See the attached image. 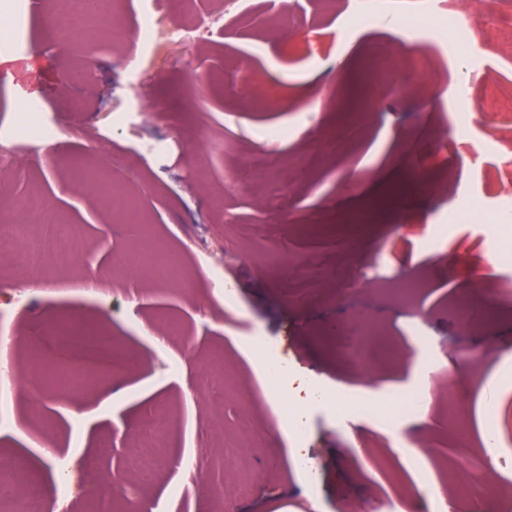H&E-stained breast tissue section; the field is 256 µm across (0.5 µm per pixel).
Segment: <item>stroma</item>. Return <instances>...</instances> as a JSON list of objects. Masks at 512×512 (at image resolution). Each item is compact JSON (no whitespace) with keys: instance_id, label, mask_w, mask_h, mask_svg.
<instances>
[{"instance_id":"stroma-1","label":"stroma","mask_w":512,"mask_h":512,"mask_svg":"<svg viewBox=\"0 0 512 512\" xmlns=\"http://www.w3.org/2000/svg\"><path fill=\"white\" fill-rule=\"evenodd\" d=\"M54 6L41 0L20 41L0 48V130L26 111V88L58 129L36 159L0 154V222L23 219L37 194L86 249L66 269L0 273V368L11 375L0 462L38 481L47 512H128L129 486L144 512H392L407 487L456 485L466 454L492 452L486 491L495 512H512V320L502 318L512 262L499 252L512 244V108L475 99L485 83L512 92V53L486 15H473L462 54L452 30L427 22L456 0H105L94 39L73 35V52L50 40ZM152 11L166 29L197 24L198 38H143L138 21ZM407 11L421 27L398 25ZM116 27L128 33L119 47ZM373 42L426 50L431 65L381 85L365 53ZM457 111L473 114L468 127L454 124ZM259 159L279 176L259 180ZM104 168L137 213L101 204L92 175ZM241 224L255 225L251 239ZM158 247L177 257L180 279L113 278L115 258ZM413 276L427 282L422 296L395 304L384 283ZM467 289L498 315L489 333L449 315V297ZM73 319L130 362L35 409L27 358L52 350L48 326ZM358 319L388 338L391 356L340 353ZM218 353L237 390L215 400L206 370ZM270 354L296 375L273 391L258 384ZM307 382L331 401L309 408L298 443L275 409ZM414 389L427 392L420 411L384 423L378 400ZM358 398L367 411L337 414L334 400ZM155 408L170 446L144 485L128 465L136 425ZM246 424L261 433L251 456L216 448L204 471L188 467L214 432ZM295 446L316 460L315 482L292 468ZM378 456L391 471L370 466ZM108 471L126 485L92 493ZM243 472L253 486L238 495Z\"/></svg>"}]
</instances>
